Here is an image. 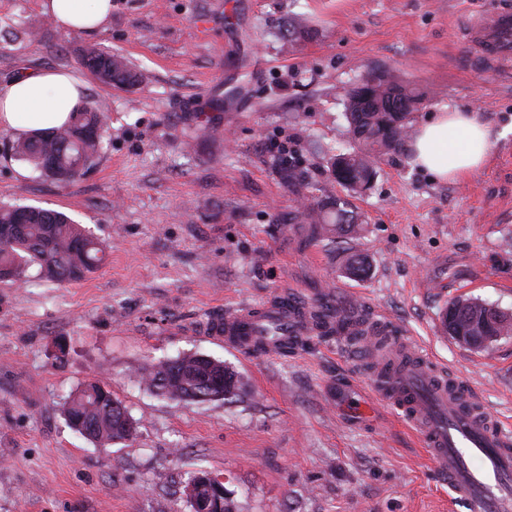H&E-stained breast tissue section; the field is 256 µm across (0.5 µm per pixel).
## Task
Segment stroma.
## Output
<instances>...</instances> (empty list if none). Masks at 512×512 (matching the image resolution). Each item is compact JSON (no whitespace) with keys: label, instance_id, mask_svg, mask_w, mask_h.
Segmentation results:
<instances>
[{"label":"stroma","instance_id":"1","mask_svg":"<svg viewBox=\"0 0 512 512\" xmlns=\"http://www.w3.org/2000/svg\"><path fill=\"white\" fill-rule=\"evenodd\" d=\"M112 2L88 40L39 0H0V29L34 34L0 38V79L65 69L110 115L95 165L64 186L10 156L0 128V203L66 213L106 246L80 281L32 269L0 283V512H191L184 486L200 469L223 477L236 512H448L447 487L351 344L311 336L262 357L210 327L284 293L379 311L512 426V335L478 352L441 330L461 296L512 313V62L485 55L467 23L512 0ZM299 15L310 29L292 49ZM90 45L141 82H100L81 63ZM374 68L426 90L413 123L472 110L499 137L457 183L434 181L409 150L386 156L349 198L362 236L321 238L298 206L344 195L329 171L351 141L344 94ZM284 144L317 193L284 182ZM354 253L365 278L343 272ZM193 353L233 369L238 395L198 404L147 389L148 367ZM92 379L127 407L134 439L98 448L67 425L64 400Z\"/></svg>","mask_w":512,"mask_h":512}]
</instances>
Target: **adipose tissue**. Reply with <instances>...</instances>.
Returning a JSON list of instances; mask_svg holds the SVG:
<instances>
[{"instance_id":"obj_1","label":"adipose tissue","mask_w":512,"mask_h":512,"mask_svg":"<svg viewBox=\"0 0 512 512\" xmlns=\"http://www.w3.org/2000/svg\"><path fill=\"white\" fill-rule=\"evenodd\" d=\"M41 9L62 30L93 39L112 14V0H41ZM83 82L59 69L28 71L0 83V127L47 132L68 121L79 105ZM496 134L478 113L441 110L418 125L409 148L419 169L453 182L487 162Z\"/></svg>"}]
</instances>
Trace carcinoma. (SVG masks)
Wrapping results in <instances>:
<instances>
[{"label": "carcinoma", "instance_id": "1", "mask_svg": "<svg viewBox=\"0 0 512 512\" xmlns=\"http://www.w3.org/2000/svg\"><path fill=\"white\" fill-rule=\"evenodd\" d=\"M84 63L110 82L132 86L138 81L124 57L91 49ZM422 100L417 88L398 81L389 71L372 73L346 93V115L353 146L331 157L336 182L355 195L368 189L380 161L413 138L412 111L404 104ZM87 127L107 129L106 107L83 103L68 123L49 132H35L10 142L13 157L26 162L43 176L67 184L95 164L104 149V136L83 135ZM288 186L307 182L308 175L291 160L282 168ZM302 222L315 225L322 235L351 238L363 231V222L348 202L340 197L317 201L300 215ZM104 247L79 224L55 210L0 206V282L14 283L28 268L53 282H76L91 273L103 260ZM490 304L478 299L457 298L443 313L451 337H492L491 343L512 334V314L497 311L498 320L488 322ZM145 380L158 396L200 403L233 398L240 387L237 374L219 360L208 361L196 354L184 355L148 370ZM68 424L95 445L104 447L130 439L134 421L112 391L96 380L85 382L64 404Z\"/></svg>", "mask_w": 512, "mask_h": 512}]
</instances>
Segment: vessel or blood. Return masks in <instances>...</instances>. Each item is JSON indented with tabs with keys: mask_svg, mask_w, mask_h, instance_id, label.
<instances>
[{
	"mask_svg": "<svg viewBox=\"0 0 512 512\" xmlns=\"http://www.w3.org/2000/svg\"><path fill=\"white\" fill-rule=\"evenodd\" d=\"M486 54H512V11L481 13L471 20ZM304 305L277 298L245 305L225 315L213 332L227 346L276 354L287 341L306 335ZM376 326L395 343L368 385L415 430L437 472L453 493L451 512H512V431L506 430L471 386L416 353L402 327L379 318Z\"/></svg>",
	"mask_w": 512,
	"mask_h": 512,
	"instance_id": "vessel-or-blood-1",
	"label": "vessel or blood"
}]
</instances>
